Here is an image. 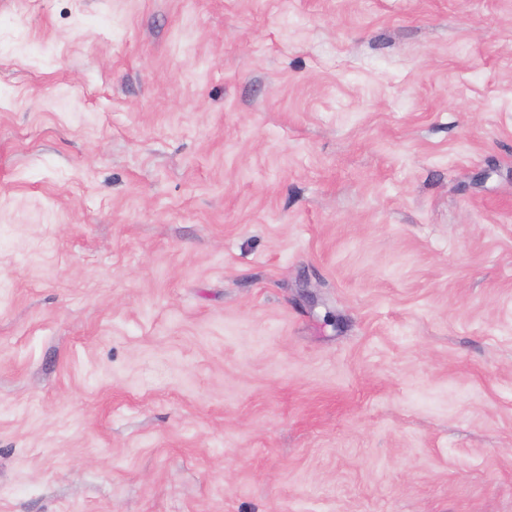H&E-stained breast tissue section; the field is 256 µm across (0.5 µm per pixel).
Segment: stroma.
Segmentation results:
<instances>
[{"label": "stroma", "mask_w": 512, "mask_h": 512, "mask_svg": "<svg viewBox=\"0 0 512 512\" xmlns=\"http://www.w3.org/2000/svg\"><path fill=\"white\" fill-rule=\"evenodd\" d=\"M0 512H512V0H0Z\"/></svg>", "instance_id": "1"}]
</instances>
